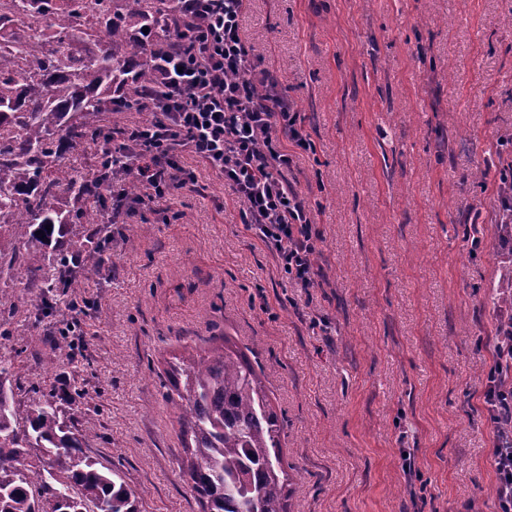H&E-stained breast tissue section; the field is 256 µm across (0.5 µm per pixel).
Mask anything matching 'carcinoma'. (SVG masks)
<instances>
[{
    "label": "carcinoma",
    "instance_id": "obj_1",
    "mask_svg": "<svg viewBox=\"0 0 512 512\" xmlns=\"http://www.w3.org/2000/svg\"><path fill=\"white\" fill-rule=\"evenodd\" d=\"M0 14V227L27 245L63 236L67 224H97L95 238L70 241L49 269L0 252L8 276L43 297H59L81 271L103 268L112 238L103 212L110 194L98 168L69 160L104 132L124 125L152 83L150 55L161 52L177 0H11ZM37 52L14 69L18 44ZM73 201L65 211L58 198ZM62 333L49 372L71 360ZM12 359H0V512H140L137 493L87 454V438L71 431L54 384L21 406ZM166 399L179 424L182 475L202 512H289L292 485L284 459L285 420L271 405L258 371L241 351L221 344L173 356Z\"/></svg>",
    "mask_w": 512,
    "mask_h": 512
}]
</instances>
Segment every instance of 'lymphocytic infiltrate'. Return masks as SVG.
<instances>
[{
  "label": "lymphocytic infiltrate",
  "instance_id": "1",
  "mask_svg": "<svg viewBox=\"0 0 512 512\" xmlns=\"http://www.w3.org/2000/svg\"><path fill=\"white\" fill-rule=\"evenodd\" d=\"M173 50L150 60L154 81L144 98L149 120L125 124L120 137L100 142L99 161L111 172L109 224L126 223L138 209L199 187L197 168L230 185L245 228L263 242L289 280L313 283L317 236L309 207L287 178L293 158L285 142L312 144L299 113L266 71L257 68L242 32L250 0H179ZM196 167L183 166L184 158ZM141 193L128 194L129 182ZM498 192L499 283L512 294V165ZM484 406L493 428L497 512H512V385L489 371Z\"/></svg>",
  "mask_w": 512,
  "mask_h": 512
}]
</instances>
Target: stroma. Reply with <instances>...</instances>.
Masks as SVG:
<instances>
[{"label": "stroma", "instance_id": "stroma-1", "mask_svg": "<svg viewBox=\"0 0 512 512\" xmlns=\"http://www.w3.org/2000/svg\"><path fill=\"white\" fill-rule=\"evenodd\" d=\"M243 32L313 143L292 148L288 177L319 236L316 285L288 280L204 173L202 193L140 209L111 270L68 289L89 305L55 385L85 390L97 414L67 415L141 512H200L162 383L184 345L225 335L286 419L292 512H496L481 393L512 161L498 144L512 133V0H251ZM63 317L0 281L17 401L46 378Z\"/></svg>", "mask_w": 512, "mask_h": 512}]
</instances>
